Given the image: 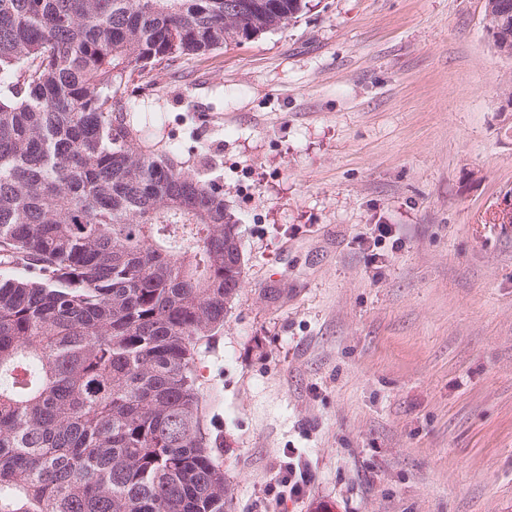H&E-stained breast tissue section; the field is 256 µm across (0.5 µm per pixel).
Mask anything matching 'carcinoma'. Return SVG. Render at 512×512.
I'll use <instances>...</instances> for the list:
<instances>
[{"label": "carcinoma", "mask_w": 512, "mask_h": 512, "mask_svg": "<svg viewBox=\"0 0 512 512\" xmlns=\"http://www.w3.org/2000/svg\"><path fill=\"white\" fill-rule=\"evenodd\" d=\"M0 0V512H227L198 365L243 283L224 188L129 88L307 0Z\"/></svg>", "instance_id": "1"}]
</instances>
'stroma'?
<instances>
[{"label": "stroma", "mask_w": 512, "mask_h": 512, "mask_svg": "<svg viewBox=\"0 0 512 512\" xmlns=\"http://www.w3.org/2000/svg\"><path fill=\"white\" fill-rule=\"evenodd\" d=\"M511 96L485 0H309L138 81L240 225L201 370L230 512L291 451L279 512H512ZM308 480L309 473L306 466H303L300 461L297 463L288 461L278 472L273 485L270 486L269 493H274L271 504L274 502L277 506L287 501L288 498L299 497Z\"/></svg>", "instance_id": "obj_1"}]
</instances>
